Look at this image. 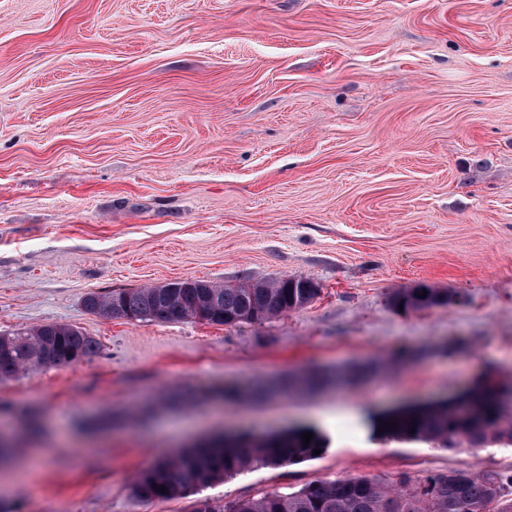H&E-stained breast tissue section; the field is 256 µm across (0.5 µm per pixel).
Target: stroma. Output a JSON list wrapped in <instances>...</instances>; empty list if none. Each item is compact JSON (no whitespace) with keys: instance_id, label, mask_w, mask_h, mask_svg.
Wrapping results in <instances>:
<instances>
[{"instance_id":"1","label":"stroma","mask_w":512,"mask_h":512,"mask_svg":"<svg viewBox=\"0 0 512 512\" xmlns=\"http://www.w3.org/2000/svg\"><path fill=\"white\" fill-rule=\"evenodd\" d=\"M315 282L216 326L106 319L91 292ZM451 293L422 311L398 290ZM100 344L0 381L14 512H188L315 479L512 472V446L385 438L380 413L512 379V0H0V333ZM368 371L276 393L313 367ZM236 385L240 397L218 392ZM45 427L25 432L21 408ZM317 424L326 447L138 501L163 454Z\"/></svg>"}]
</instances>
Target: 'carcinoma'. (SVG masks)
Instances as JSON below:
<instances>
[{
	"mask_svg": "<svg viewBox=\"0 0 512 512\" xmlns=\"http://www.w3.org/2000/svg\"><path fill=\"white\" fill-rule=\"evenodd\" d=\"M426 297H420L421 293ZM318 289L309 280L284 277L250 288L224 287L204 280L184 279L166 287L92 293L83 305L93 315L159 323L199 320L233 326L262 323L309 304ZM451 297L435 288H412L392 295L394 307L419 311L446 304ZM99 343L69 324L40 325L23 333L0 334V381L35 365L66 367L92 357ZM326 378L311 372L288 382L289 392H313ZM474 408L454 410L446 404L409 406L385 412L377 421L396 422L383 434L397 440L430 443L438 448H483L491 443L512 446V385L487 378L468 391ZM313 439L303 445L302 434ZM325 448L318 429L300 426L285 433L258 436L242 431L229 440L219 438L161 457L132 482L137 500L183 496L227 476L256 467H283L314 458ZM512 475L478 473L469 469L432 471L421 478L352 476L313 480L299 488L261 493L217 506L195 500L189 512H512V498L502 493ZM167 491H162V488Z\"/></svg>",
	"mask_w": 512,
	"mask_h": 512,
	"instance_id": "obj_1",
	"label": "carcinoma"
}]
</instances>
